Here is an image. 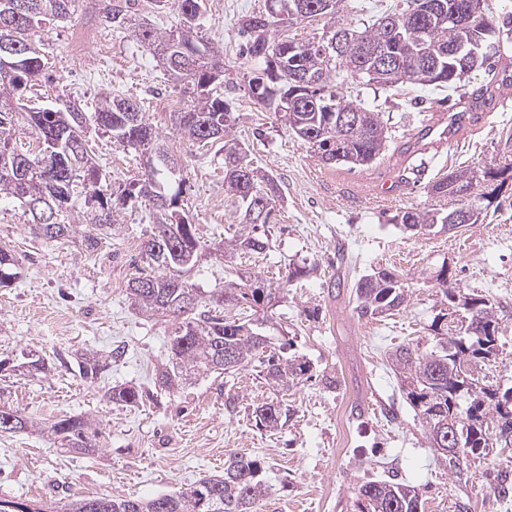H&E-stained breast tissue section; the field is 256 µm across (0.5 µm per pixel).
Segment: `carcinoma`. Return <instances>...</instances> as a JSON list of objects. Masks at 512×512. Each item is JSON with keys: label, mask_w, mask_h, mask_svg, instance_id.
<instances>
[{"label": "carcinoma", "mask_w": 512, "mask_h": 512, "mask_svg": "<svg viewBox=\"0 0 512 512\" xmlns=\"http://www.w3.org/2000/svg\"><path fill=\"white\" fill-rule=\"evenodd\" d=\"M288 7H302L310 20L322 17V0H277ZM14 0H0V43L19 48L14 67L9 73L0 72V162L12 161L18 150L13 145L18 127L15 117L24 116V131L41 145L35 152H24L30 172L13 181L0 178V199L18 204L35 233L47 240L74 243L78 248L98 251L112 230L118 205L99 199V207L85 218L86 227L72 220L75 210V184L83 177L85 189L100 195L98 177L88 166L89 127L81 119L82 105L73 110L46 108L29 111L21 103L24 92L38 84L45 63L41 57L40 29L44 21H62L74 13L78 0H26L28 13L14 12ZM182 24L169 33L147 25L133 29L138 42L153 51L154 56L170 77L183 89L186 106L175 113L178 130L194 143L207 145L224 141V156H238L241 167L258 170L247 151L229 137L231 108L224 100V58L200 47L197 28L206 9L205 0H177ZM406 7L392 12L398 28L392 30V46L403 61L400 72L379 78L364 68L360 61L359 43L374 44L385 32L379 20L351 29L338 27L336 32H351L358 41H344L341 56L326 52L329 41L298 39L288 33L294 20L282 18L264 9L242 19L241 33L246 38L242 50L245 59L258 65V72L249 80L250 88L259 101L281 92L277 111L289 129L299 128L305 135L303 143L328 166L368 167L382 158L390 147L391 135L380 113L362 103L347 98L341 92L346 79L359 76L368 83L389 88L411 85L436 88L465 86L471 75L467 63L471 43L500 42V32L489 20H473L460 28L452 22L417 10L429 0H404ZM100 19L106 25L121 28L129 25L127 12L112 6L107 0L100 8ZM305 102L299 112H288L290 97ZM347 112L361 114L360 131L342 122ZM89 118L112 139L123 145L140 147L151 153L150 169L137 179L138 193L148 188L153 200V226L141 246L142 267L128 281V294L144 312L164 318L172 324L168 347V363L157 373L158 386L170 391L202 374L215 372L232 374L253 360L263 364L264 379L271 385L286 388L294 384L305 366L297 360L273 351L266 352L263 323L244 316H217L201 307L197 290L189 284L199 258L196 225L186 213L178 210L184 179L179 159L173 155L145 119L141 105L133 98L107 95L95 106ZM61 139L57 153L62 166L55 173L46 169L42 144L47 138ZM344 145V155H353L361 162L340 160L336 144ZM470 169H456L433 182L429 191L438 197L458 196L457 189L470 183ZM224 186L238 214L241 228L230 245L244 253L261 254L269 248V236L261 231L269 223L282 193L277 181L269 174L259 173L250 189L238 182L234 172L224 167ZM57 208V223L49 232L38 224L47 202ZM456 212V209L425 211L406 210L394 216L404 227L415 228L434 224ZM18 261L11 250L0 248V288H7L17 278ZM356 310L362 317L400 309L405 301L404 283L391 271H377L360 278L354 285ZM264 289L226 288L210 295L216 306H251L260 302ZM471 311L464 313L468 328L464 336L441 337L429 350L402 346L392 355L396 374L402 377L406 397L417 412L421 423L434 438V429L452 419L457 423L460 443L452 455L437 450V461L454 471L460 460L480 457L490 447L492 437H512V388L500 393L487 389L482 395H472L462 388V371L485 365V359L498 352L499 323L493 303L483 295L471 294ZM143 394L134 386L112 388L108 401L133 407ZM256 423L274 430L287 416L278 404L263 403L254 409ZM49 431L61 444L70 448L91 447L85 422L80 418L64 417L49 426ZM261 460L237 452L224 461V475L202 478L191 487L175 494L154 497H84L72 501L64 512H257L255 505L267 492L262 478ZM359 512H422L419 492L403 483L366 481L358 489Z\"/></svg>", "instance_id": "cac0c4a2"}]
</instances>
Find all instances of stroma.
<instances>
[{"instance_id": "stroma-1", "label": "stroma", "mask_w": 512, "mask_h": 512, "mask_svg": "<svg viewBox=\"0 0 512 512\" xmlns=\"http://www.w3.org/2000/svg\"><path fill=\"white\" fill-rule=\"evenodd\" d=\"M398 3L344 0L337 20L302 22L292 31L326 37L335 23L370 20ZM92 4L79 0L70 18L45 26L49 78L32 105L57 108L76 100L91 108L109 94L138 99L147 122L181 160L180 204L201 242L191 283L206 294L236 277H257L273 291L256 311L268 320L272 349L299 357L309 370L287 389L269 385L254 362L232 375L204 374L170 393L157 390L171 326L142 313L126 293L152 228L151 200L127 202L111 242L92 254L44 240L2 200L0 246L14 252L19 275L0 288V360L10 363L0 372V387L34 426L0 433V500L61 512L88 496L174 494L223 473L230 454L245 452L263 462L269 486L257 512H357V489L369 480L415 486L424 512H505L498 490L512 483V448L468 458L454 474L436 463L390 356L408 343L434 344L432 324L444 300L434 275L446 265L453 287L493 302L500 350L484 382L512 388V206L488 207L482 223L450 234L414 233L393 221L406 209L434 208L428 186L443 174L512 159V85L503 87L495 107L452 131L451 150L437 155L420 182H391L390 193L379 198L373 190L388 180L389 159L355 169L324 165L251 93L254 66L239 54V29L265 0H206L198 37L224 53L231 135L282 187L266 254L228 255L224 241L237 218L224 190L223 149L177 132L170 114L184 104L179 88L130 30L102 24ZM343 92L380 113L397 148L413 143L421 110L465 109L459 91L450 89H383L353 78ZM90 146L105 194L121 195L138 179L141 151L98 129ZM294 266L308 272L290 283ZM379 268L404 277L407 299L400 310L359 316L353 285ZM119 345L125 355L111 360L109 351ZM29 352L52 365L50 376L24 367ZM81 353L102 361L97 379L82 377ZM116 386L142 389L143 403H109L106 394ZM271 401L293 414L269 431L256 425L253 409ZM365 402L372 405L366 413ZM65 415L90 422L95 448L73 450L54 440L47 428Z\"/></svg>"}]
</instances>
